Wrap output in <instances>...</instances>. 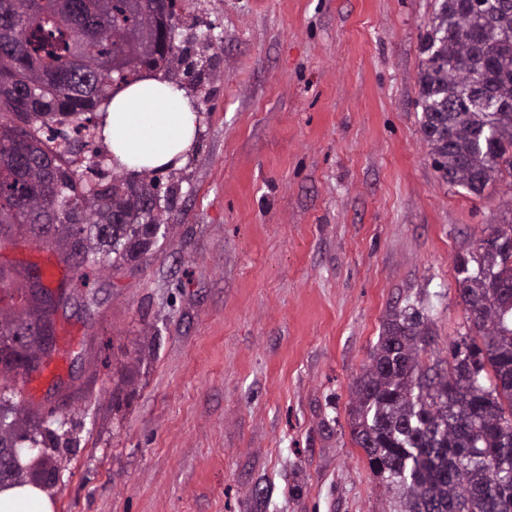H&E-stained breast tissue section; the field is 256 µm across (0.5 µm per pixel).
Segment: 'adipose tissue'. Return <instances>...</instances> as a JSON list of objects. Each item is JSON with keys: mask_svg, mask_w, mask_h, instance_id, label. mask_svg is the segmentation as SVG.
I'll use <instances>...</instances> for the list:
<instances>
[{"mask_svg": "<svg viewBox=\"0 0 512 512\" xmlns=\"http://www.w3.org/2000/svg\"><path fill=\"white\" fill-rule=\"evenodd\" d=\"M197 114L176 85L151 76L117 92L103 117V137L116 167L133 172L178 165L194 143ZM0 512H53L43 490L15 485L0 490Z\"/></svg>", "mask_w": 512, "mask_h": 512, "instance_id": "obj_1", "label": "adipose tissue"}]
</instances>
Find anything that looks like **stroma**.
I'll list each match as a JSON object with an SVG mask.
<instances>
[{"mask_svg": "<svg viewBox=\"0 0 512 512\" xmlns=\"http://www.w3.org/2000/svg\"><path fill=\"white\" fill-rule=\"evenodd\" d=\"M162 70L198 117L185 161L94 169L155 185L166 233L78 279L10 228L0 267L65 280L57 357L0 382L49 452L55 512H395L351 436L354 383L394 308L429 318L433 365L466 333L458 256L512 215L442 181L420 129V42L434 0H176Z\"/></svg>", "mask_w": 512, "mask_h": 512, "instance_id": "1", "label": "stroma"}]
</instances>
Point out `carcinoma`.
<instances>
[{"label":"carcinoma","instance_id":"cac0c4a2","mask_svg":"<svg viewBox=\"0 0 512 512\" xmlns=\"http://www.w3.org/2000/svg\"><path fill=\"white\" fill-rule=\"evenodd\" d=\"M18 50L0 55V228L38 230L70 242L81 268L99 256L128 261L152 249L142 223L149 184L83 188L43 129L91 114L143 71L174 53L173 0H0ZM421 43V132L439 176L480 196L512 184V0H436ZM484 100L471 97L475 83ZM497 247L478 245L456 260V288L468 332L448 348V367L421 359L428 317L393 310L355 382L353 442L380 484L399 495L398 512H512V220L489 226ZM43 313L32 300L17 315L0 309V376L45 345ZM0 395V485L23 482L2 463L21 438L46 444L54 430L8 420Z\"/></svg>","mask_w":512,"mask_h":512}]
</instances>
